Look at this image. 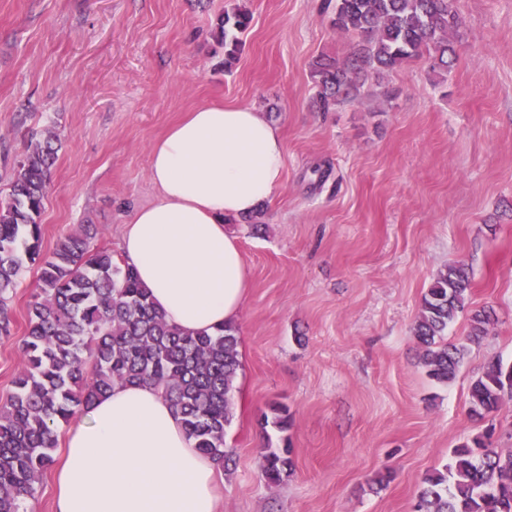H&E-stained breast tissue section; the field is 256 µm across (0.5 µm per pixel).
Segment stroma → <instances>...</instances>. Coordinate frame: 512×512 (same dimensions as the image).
Returning <instances> with one entry per match:
<instances>
[{
  "instance_id": "obj_1",
  "label": "stroma",
  "mask_w": 512,
  "mask_h": 512,
  "mask_svg": "<svg viewBox=\"0 0 512 512\" xmlns=\"http://www.w3.org/2000/svg\"><path fill=\"white\" fill-rule=\"evenodd\" d=\"M326 0H0V201L31 138L58 136L40 217L42 250L80 224L123 263L130 213L152 203L153 142L198 106L248 105L284 139L281 184L228 220L250 288L241 366L219 471V512H414L424 478L492 429L512 451V398L477 421L469 385L512 362V0H454L462 19L446 80L428 58L370 76L320 112L316 60L353 47ZM252 14L232 64L224 12ZM467 268L471 308L496 322L455 380L432 381L413 335L440 271ZM25 265L0 337V399L25 367ZM275 405L286 431L262 427ZM291 447L293 472L261 476V450Z\"/></svg>"
}]
</instances>
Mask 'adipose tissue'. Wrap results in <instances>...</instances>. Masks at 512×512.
Instances as JSON below:
<instances>
[{
  "instance_id": "obj_1",
  "label": "adipose tissue",
  "mask_w": 512,
  "mask_h": 512,
  "mask_svg": "<svg viewBox=\"0 0 512 512\" xmlns=\"http://www.w3.org/2000/svg\"><path fill=\"white\" fill-rule=\"evenodd\" d=\"M284 143L254 108L202 105L152 145L157 200L134 210L120 248L166 320L187 331L234 323L248 272L230 216L280 185ZM217 474L153 386L99 397L65 438L55 512H218Z\"/></svg>"
}]
</instances>
